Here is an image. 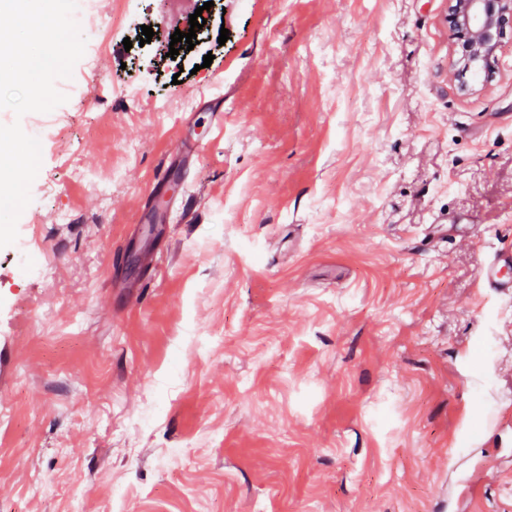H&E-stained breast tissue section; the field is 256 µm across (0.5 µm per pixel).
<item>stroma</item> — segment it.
<instances>
[{"mask_svg": "<svg viewBox=\"0 0 512 512\" xmlns=\"http://www.w3.org/2000/svg\"><path fill=\"white\" fill-rule=\"evenodd\" d=\"M204 2L172 59L176 0H94L132 20L82 27L67 102L0 109L45 138L40 270L0 248V512H512V297L476 286L512 34L465 92L448 0Z\"/></svg>", "mask_w": 512, "mask_h": 512, "instance_id": "stroma-1", "label": "stroma"}]
</instances>
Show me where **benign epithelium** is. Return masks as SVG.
I'll return each mask as SVG.
<instances>
[{
    "instance_id": "obj_1",
    "label": "benign epithelium",
    "mask_w": 512,
    "mask_h": 512,
    "mask_svg": "<svg viewBox=\"0 0 512 512\" xmlns=\"http://www.w3.org/2000/svg\"><path fill=\"white\" fill-rule=\"evenodd\" d=\"M448 20L465 69H493L500 35L512 28V0H453Z\"/></svg>"
}]
</instances>
